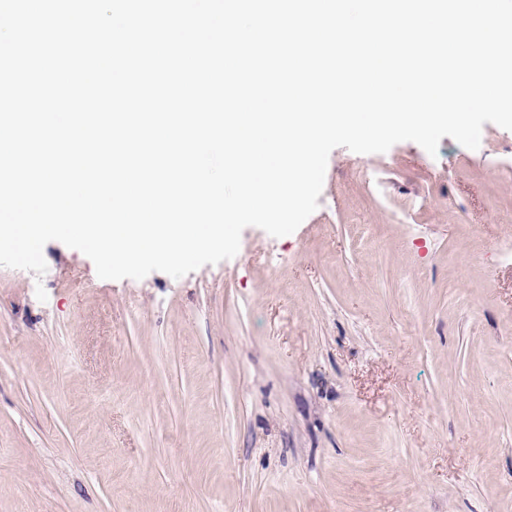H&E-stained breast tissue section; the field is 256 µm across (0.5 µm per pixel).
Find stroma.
<instances>
[{"mask_svg": "<svg viewBox=\"0 0 512 512\" xmlns=\"http://www.w3.org/2000/svg\"><path fill=\"white\" fill-rule=\"evenodd\" d=\"M43 256L0 267V512H512V131L335 148L179 279Z\"/></svg>", "mask_w": 512, "mask_h": 512, "instance_id": "35a3bbf8", "label": "stroma"}]
</instances>
